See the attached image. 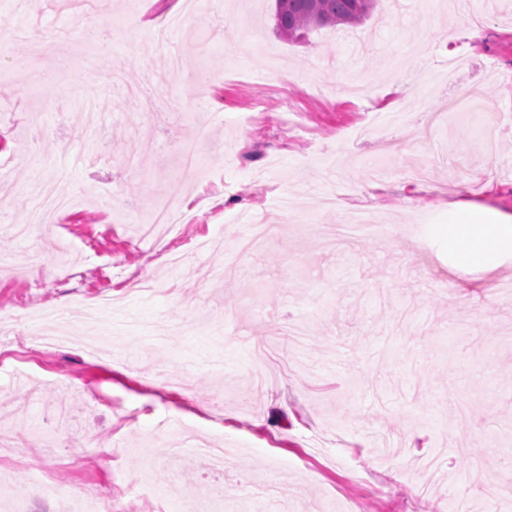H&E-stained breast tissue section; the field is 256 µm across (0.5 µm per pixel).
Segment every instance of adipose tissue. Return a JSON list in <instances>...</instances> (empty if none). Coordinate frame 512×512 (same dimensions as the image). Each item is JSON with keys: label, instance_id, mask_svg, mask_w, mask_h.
I'll list each match as a JSON object with an SVG mask.
<instances>
[{"label": "adipose tissue", "instance_id": "ef3b65f1", "mask_svg": "<svg viewBox=\"0 0 512 512\" xmlns=\"http://www.w3.org/2000/svg\"><path fill=\"white\" fill-rule=\"evenodd\" d=\"M465 208V203L456 202L448 214L449 224L455 227L448 246L460 267L478 265L486 270L494 269L502 252L512 245L501 236L496 225L460 221L459 216Z\"/></svg>", "mask_w": 512, "mask_h": 512}]
</instances>
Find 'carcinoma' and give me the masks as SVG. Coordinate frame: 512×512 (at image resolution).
<instances>
[{
	"label": "carcinoma",
	"instance_id": "obj_1",
	"mask_svg": "<svg viewBox=\"0 0 512 512\" xmlns=\"http://www.w3.org/2000/svg\"><path fill=\"white\" fill-rule=\"evenodd\" d=\"M375 0H275L276 28L298 39L313 28L362 23Z\"/></svg>",
	"mask_w": 512,
	"mask_h": 512
}]
</instances>
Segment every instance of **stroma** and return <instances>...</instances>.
Masks as SVG:
<instances>
[{"instance_id": "1", "label": "stroma", "mask_w": 512, "mask_h": 512, "mask_svg": "<svg viewBox=\"0 0 512 512\" xmlns=\"http://www.w3.org/2000/svg\"><path fill=\"white\" fill-rule=\"evenodd\" d=\"M199 2L161 30L181 0H0V487L27 512H512V257L464 270L446 235L459 200L512 233V0H377L298 40L273 0ZM98 14L126 27L105 52ZM457 55L477 95L452 109ZM143 83L170 120L143 118ZM174 192L190 221L153 237ZM58 195L61 227L17 237ZM156 276L175 293L124 294ZM103 290L122 301L95 327ZM60 409L63 461L34 468Z\"/></svg>"}]
</instances>
